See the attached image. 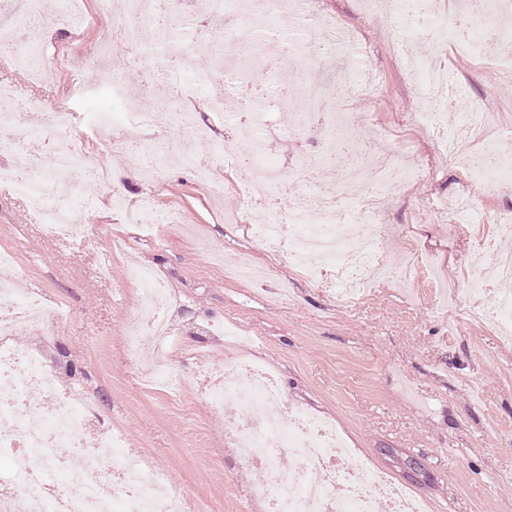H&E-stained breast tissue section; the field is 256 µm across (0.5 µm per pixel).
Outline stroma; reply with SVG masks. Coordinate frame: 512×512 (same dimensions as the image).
<instances>
[{"instance_id":"obj_1","label":"stroma","mask_w":512,"mask_h":512,"mask_svg":"<svg viewBox=\"0 0 512 512\" xmlns=\"http://www.w3.org/2000/svg\"><path fill=\"white\" fill-rule=\"evenodd\" d=\"M321 6L371 49L364 66L375 78L373 97L356 93L344 72L326 78L338 109L369 116L351 132V146L390 141L430 167L405 200L387 202L377 218L392 255L435 257L431 270L416 272L415 288L380 279L357 303L337 306L329 289L251 235L261 213L226 223L240 207L231 174L218 171L225 188L213 196L198 186L192 165H178L154 194L161 222L149 231L129 223L109 190L92 182L75 190L95 199L79 216L86 230L76 239L52 236L23 200L0 189V249L15 256L17 292L64 311L47 329L29 328L13 342L44 351L60 383L93 400L87 439L104 427L123 435L127 452L161 470L187 512H263L251 497L261 473L242 467L224 439L223 414L198 388L200 372L231 356L270 367L288 404L335 422L367 467L426 499L430 512H512V340L443 308L438 290L461 280L477 225L512 215V188L481 190L472 223H457L466 173L436 152L424 130L419 91L393 53L389 27L363 0ZM98 38L97 29L56 24L41 39L45 62L85 53ZM480 54H448L455 110L485 100L494 114L490 135L501 148L512 144V70L495 66L493 42ZM108 64L135 111L156 110L161 96L145 95L143 87L149 77L163 79L161 53L134 60L116 51ZM195 66L206 83L194 97L196 116L213 128L192 141L191 152L211 158L226 140L245 150L248 133L235 120H212L207 110L223 82L212 79L207 57ZM72 86L69 72L56 69L47 94L71 98L68 135L93 155L100 132L90 116L112 110V89L100 83L76 98ZM287 105L269 104L266 129L282 166L304 148L288 132ZM244 260L261 276L237 279L233 270ZM139 266L153 268L172 292L175 333L162 353L153 339L131 342L122 334L138 307L129 273ZM160 354L180 372L176 385L146 382Z\"/></svg>"}]
</instances>
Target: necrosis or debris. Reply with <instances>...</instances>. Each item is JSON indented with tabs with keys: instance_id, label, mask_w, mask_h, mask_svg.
I'll return each instance as SVG.
<instances>
[{
	"instance_id": "obj_1",
	"label": "necrosis or debris",
	"mask_w": 512,
	"mask_h": 512,
	"mask_svg": "<svg viewBox=\"0 0 512 512\" xmlns=\"http://www.w3.org/2000/svg\"><path fill=\"white\" fill-rule=\"evenodd\" d=\"M165 10L184 12V0H123L127 22L110 21L109 11L103 9L95 18L102 28L98 58L109 57L117 43L132 54L151 44L180 61L167 76L180 86L178 99L170 108L144 115L156 131L165 134L174 127L180 133L179 142L166 153L164 166H145L137 149L116 145L112 136L100 142L104 153L121 148L126 167L140 171L144 181L155 187L163 185L167 167L188 162L185 143L200 134L189 108L193 89L184 82L186 59L195 42L154 25L156 14ZM267 12L273 16L292 13L296 36L285 42L261 37L250 57L243 59L234 53L238 45L234 34L254 20L250 0H215L214 13L223 17L225 29L224 95L212 99L210 108L217 113L232 107L245 109L251 150L244 157L220 147L214 162L197 164L199 182L222 191L213 173L220 165L231 170L244 211L263 216L262 223L249 227L253 237L285 254L291 263L306 266L310 278L334 288L338 301L359 300L378 273L408 284L418 258L391 259L381 227L373 219L387 198L403 195L410 182L428 175V168L421 163L403 165L393 145L382 154L364 149L349 164L352 172L360 174V181L335 188L336 157L361 117L335 110L320 74L332 68L334 59H341L349 75L355 76L360 93L370 95L372 86L352 53L356 40L322 13L320 0H268ZM383 12L397 53H406L415 42L424 44L421 64L407 66L406 72L418 77L426 90L424 124L433 134L436 150L452 155L472 141L483 143L470 178L462 186V199L472 206L478 200V188L511 184L503 173L512 163L500 159L495 143L484 137L485 112L465 113L456 130L448 128L447 107L453 94L445 42L422 41L404 0H385ZM511 14L512 0H485L482 12L461 18L457 34L469 44L482 37L497 42L502 57L511 60L512 25L504 21ZM274 47L287 53L296 70L279 73L268 83L258 75L267 64L266 53ZM272 95L294 97L298 110L289 131L316 146L314 153L288 171L287 179L295 187L289 196L278 190L268 144L260 134L268 121L265 108ZM34 105L42 112L43 122L27 136L50 142L53 149L48 154L18 153L14 163L0 166V184L28 200L44 227L60 235L79 233L80 225L65 220L71 197L55 189V182L73 185L90 180L105 186L109 179L101 165L65 139L72 115L69 101L42 98ZM348 197L357 202L356 215L346 210ZM494 229L493 238H480L473 244L463 306L486 328L511 333L512 219H500ZM314 258L319 259V266H311ZM11 263L10 254H0V458L8 462L7 484L27 491V512H185L182 500L169 490L159 470L125 454L122 436L103 431L95 445H86V397L63 388L43 354L14 346V336L46 324L56 312L30 295L15 293L10 286ZM132 282L139 290L140 303L125 335L166 340L173 331L169 288L147 266L134 271ZM494 288L502 290L503 299L497 309H484L480 295ZM199 387L212 407L236 408V417L227 422L225 439L246 468L263 470L264 480L254 494L263 501L265 512H427L423 499L372 471L353 450L345 448L335 424L288 405L275 373L267 366L250 359L227 361L207 369ZM108 483L115 487V495L104 494Z\"/></svg>"
}]
</instances>
